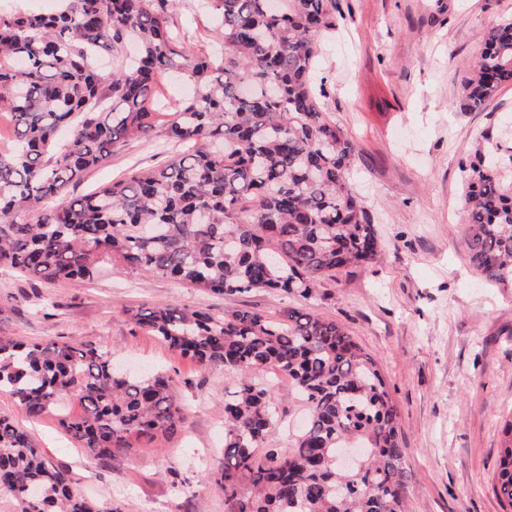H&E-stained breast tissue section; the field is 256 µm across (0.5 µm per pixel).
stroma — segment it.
<instances>
[{
  "mask_svg": "<svg viewBox=\"0 0 512 512\" xmlns=\"http://www.w3.org/2000/svg\"><path fill=\"white\" fill-rule=\"evenodd\" d=\"M336 13L319 59L322 103L357 146L355 187L380 241L370 264L322 282L306 299L218 296L107 259L93 279L53 284L0 269V339L90 345L118 365L160 369L177 385L180 432L108 460L87 459L55 415L29 419L0 394V415L28 430L101 512H224L209 473L222 457L224 399L235 377L135 328L131 312L158 303L217 315L299 307L340 322L377 362L396 405L412 474L409 512H507L493 484L502 424L512 418V286L485 279L470 262L460 166L479 142L512 146V85L480 112L461 111L460 94L466 64L488 31L512 19V0H336ZM217 23L206 0H180L170 15L198 53L212 50ZM177 150L155 130L70 193L156 166ZM260 379L280 415L266 445L288 449L306 409L289 403L286 376Z\"/></svg>",
  "mask_w": 512,
  "mask_h": 512,
  "instance_id": "1",
  "label": "stroma"
}]
</instances>
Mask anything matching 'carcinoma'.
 <instances>
[{"label":"carcinoma","instance_id":"1","mask_svg":"<svg viewBox=\"0 0 512 512\" xmlns=\"http://www.w3.org/2000/svg\"><path fill=\"white\" fill-rule=\"evenodd\" d=\"M218 48L189 55L169 26L176 0H62L53 13L0 14V267L47 284L93 276L101 257L215 294L308 298L370 263L379 239L353 182L356 146L324 110L318 38L336 0H208ZM96 56L112 60L102 78ZM191 95L172 112L164 76ZM512 84V21L490 30L462 80L483 110ZM166 136L186 150L78 197L69 186L127 142ZM464 173L468 249L490 281L512 284V149L479 147ZM132 324L182 357L236 377L224 400V458L211 472L225 512H406L409 474L398 414L376 361L345 328L290 308L215 316L158 303ZM274 367L308 416L291 448L259 451L278 418L258 374ZM0 393L31 417L51 411L87 455L107 459L182 423L170 377L128 373L112 353L68 342L0 339ZM81 413L64 412L68 400ZM493 491L512 507V419ZM366 448L340 470L336 449ZM250 494L241 492L243 484ZM0 495L17 512H100L30 435L0 415Z\"/></svg>","mask_w":512,"mask_h":512}]
</instances>
